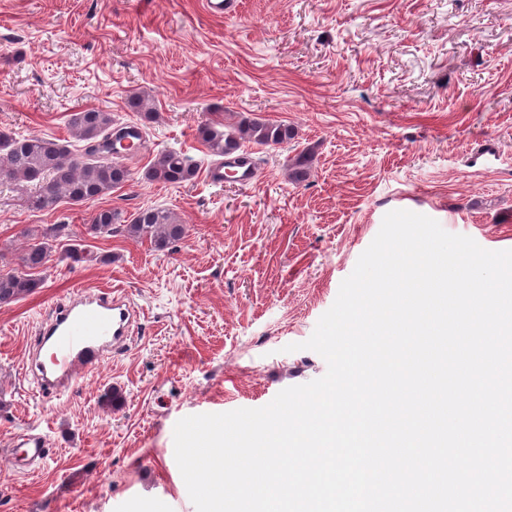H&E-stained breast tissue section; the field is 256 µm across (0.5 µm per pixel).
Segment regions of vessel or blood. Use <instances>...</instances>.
I'll return each instance as SVG.
<instances>
[{
  "label": "vessel or blood",
  "mask_w": 512,
  "mask_h": 512,
  "mask_svg": "<svg viewBox=\"0 0 512 512\" xmlns=\"http://www.w3.org/2000/svg\"><path fill=\"white\" fill-rule=\"evenodd\" d=\"M206 176L218 185L228 177L250 185L258 179V168L252 154L244 151L209 166ZM135 316L126 296L116 290L97 294L80 291L68 302L56 305L41 325L37 348L42 356L37 366L43 395L73 390L112 351L128 345Z\"/></svg>",
  "instance_id": "b4317fda"
}]
</instances>
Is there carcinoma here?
<instances>
[{
    "label": "carcinoma",
    "instance_id": "obj_1",
    "mask_svg": "<svg viewBox=\"0 0 512 512\" xmlns=\"http://www.w3.org/2000/svg\"><path fill=\"white\" fill-rule=\"evenodd\" d=\"M130 107L152 121L156 112L149 99L136 94ZM69 127L86 143L85 153L74 156L56 141L40 136H15L0 132V184L9 182L26 192L25 203L33 211L52 208L60 200L81 203L106 195L113 188L132 180L129 169L112 157L111 143L126 137V128L114 126L112 113L99 109L75 112ZM198 135L208 150L219 156L239 150L244 144L274 147L295 137L292 127L260 119L244 118L228 130L223 124L208 122L199 126ZM311 155L304 151L288 165V178L297 183L306 179ZM196 168L184 154L167 151L160 154L142 174L146 182L182 184L193 180ZM118 213L103 209L92 216L87 230L110 235ZM127 237L148 241L159 251L175 249L186 237L187 227L169 210L146 207L123 225ZM57 228H46L33 236L18 256V270L0 274V305L15 302L40 285L36 277L51 257Z\"/></svg>",
    "mask_w": 512,
    "mask_h": 512
}]
</instances>
